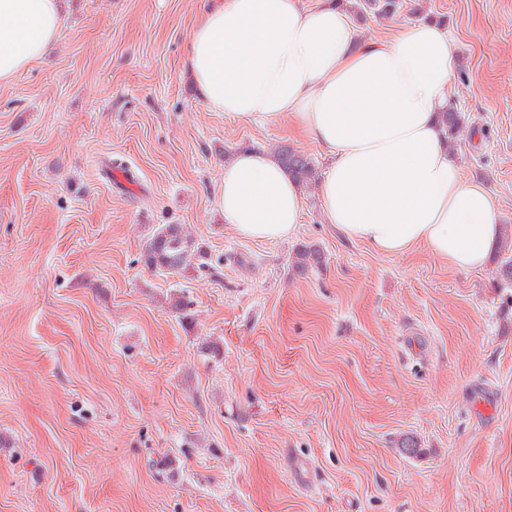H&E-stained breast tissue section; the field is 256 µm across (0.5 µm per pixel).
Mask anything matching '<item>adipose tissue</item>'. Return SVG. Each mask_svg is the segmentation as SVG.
I'll list each match as a JSON object with an SVG mask.
<instances>
[{"mask_svg": "<svg viewBox=\"0 0 512 512\" xmlns=\"http://www.w3.org/2000/svg\"><path fill=\"white\" fill-rule=\"evenodd\" d=\"M62 27L59 0H0V82L43 60ZM460 53L427 21L363 38L335 0H222L194 28L185 66L213 110L289 115L325 153L322 214L347 240L382 255L420 246L468 271L503 228L498 199L446 145L440 115ZM219 206L242 236L285 241L304 197L274 156L248 150L225 162Z\"/></svg>", "mask_w": 512, "mask_h": 512, "instance_id": "obj_1", "label": "adipose tissue"}]
</instances>
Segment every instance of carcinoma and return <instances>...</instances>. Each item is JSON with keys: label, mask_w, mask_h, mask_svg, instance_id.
Masks as SVG:
<instances>
[{"label": "carcinoma", "mask_w": 512, "mask_h": 512, "mask_svg": "<svg viewBox=\"0 0 512 512\" xmlns=\"http://www.w3.org/2000/svg\"><path fill=\"white\" fill-rule=\"evenodd\" d=\"M357 7L369 10L378 16H389L400 8V0H360ZM442 124L452 140L460 133L465 118L459 112H445ZM276 159L288 174L297 182L309 183L315 174L311 159L301 151L280 145L274 152ZM500 272L507 283L512 281V242L506 241L501 247ZM147 266L166 274H181L188 269L207 265V252L180 224H165L151 237L144 251ZM322 263L321 251L316 247L303 246L294 254L293 266L304 269Z\"/></svg>", "instance_id": "obj_1"}]
</instances>
